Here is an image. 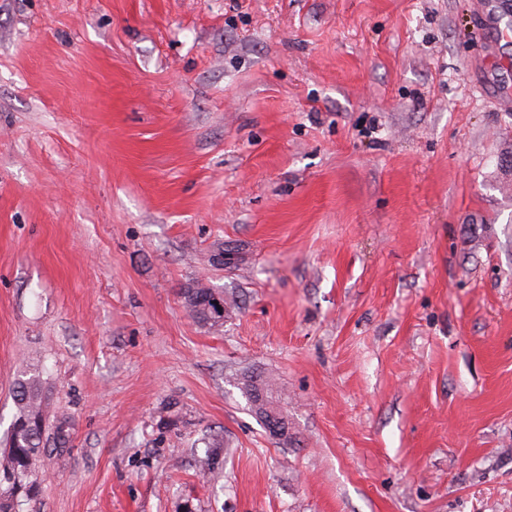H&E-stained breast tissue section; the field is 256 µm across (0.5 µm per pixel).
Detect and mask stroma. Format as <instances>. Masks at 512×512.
<instances>
[{
	"label": "stroma",
	"instance_id": "obj_1",
	"mask_svg": "<svg viewBox=\"0 0 512 512\" xmlns=\"http://www.w3.org/2000/svg\"><path fill=\"white\" fill-rule=\"evenodd\" d=\"M503 94L473 0H0V448L29 370L71 425L19 512H512ZM207 288H199V289H193V288H187L183 292L184 300L186 303L187 308L189 309V312L191 315L197 319L199 322H203L206 324L214 325L213 323H210L208 321V312H211V309L214 308V304L217 307L216 314L218 315V320L221 322L223 321L224 317V305L222 301H220L218 298L212 301L209 299V294L206 291ZM192 290H196L193 293L195 294L196 298L198 297L199 292L202 293L201 296H205L202 302L199 303H187L190 299V293ZM218 307H221V310H218ZM237 380H238V382H237L238 388L240 389L241 393L244 395V397L248 401L252 412H254L256 417H258V419L261 421V423L266 428L264 419L261 418V416H258V414L254 410L253 398H254L255 394L261 393L265 397L267 403L269 404V401L267 399V397H268L267 394H268V390H269L268 383L264 380L257 379V377H254L252 375H250V376L244 375L242 378H239Z\"/></svg>",
	"mask_w": 512,
	"mask_h": 512
}]
</instances>
